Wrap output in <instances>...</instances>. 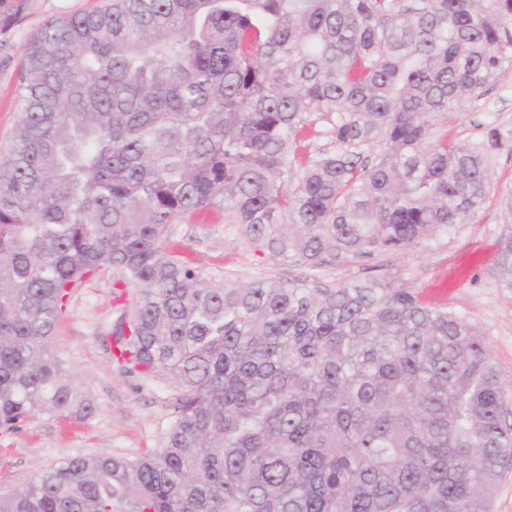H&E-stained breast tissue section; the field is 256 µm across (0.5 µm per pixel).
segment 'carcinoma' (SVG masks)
Here are the masks:
<instances>
[{
  "mask_svg": "<svg viewBox=\"0 0 512 512\" xmlns=\"http://www.w3.org/2000/svg\"><path fill=\"white\" fill-rule=\"evenodd\" d=\"M25 3L0 0V33ZM511 70L512 0H108L46 21L0 160V427L95 412L49 345L114 267L116 360L174 384L177 416L160 451L72 458L0 512H492L512 427L469 321L376 280L204 285L162 242L208 209L311 264L446 234L502 139L457 145L433 119ZM314 112L335 149L304 156ZM496 262L512 276V233Z\"/></svg>",
  "mask_w": 512,
  "mask_h": 512,
  "instance_id": "cac0c4a2",
  "label": "carcinoma"
}]
</instances>
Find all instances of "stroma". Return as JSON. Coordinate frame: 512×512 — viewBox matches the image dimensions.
Masks as SVG:
<instances>
[{"label":"stroma","instance_id":"1","mask_svg":"<svg viewBox=\"0 0 512 512\" xmlns=\"http://www.w3.org/2000/svg\"><path fill=\"white\" fill-rule=\"evenodd\" d=\"M102 4L27 0L17 23L0 34V153L18 120L14 101L25 40L49 19ZM492 127L507 144L492 158L485 203L470 223L423 245L313 265L258 250L227 213L204 210L170 225L164 247L208 284L268 280L333 287L381 279L411 289L426 304L466 318L484 335L504 383L503 418L512 425V276L495 263L497 243L512 229V215L500 203L512 190V74L489 84L479 98L439 114L432 132L465 144L479 142ZM120 277L119 270H107L77 288L50 341L66 379L93 401L95 412L85 419L39 413L18 430L0 429V494L77 456L135 459L163 448L176 417L175 387L162 378L134 379L112 358V340L126 312L113 295Z\"/></svg>","mask_w":512,"mask_h":512}]
</instances>
